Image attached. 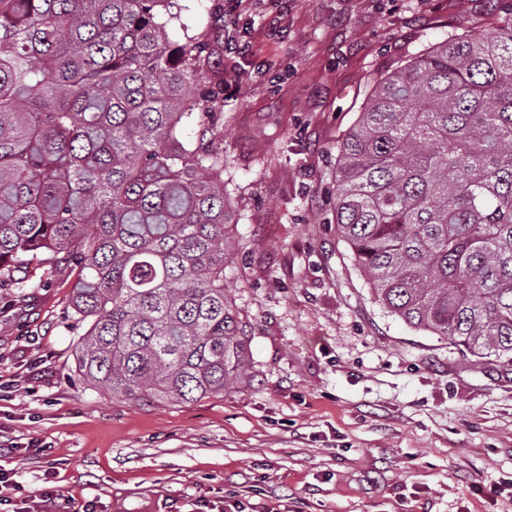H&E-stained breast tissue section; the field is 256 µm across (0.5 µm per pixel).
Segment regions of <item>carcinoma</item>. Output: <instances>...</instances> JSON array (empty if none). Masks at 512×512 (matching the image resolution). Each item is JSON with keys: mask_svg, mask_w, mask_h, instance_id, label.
<instances>
[{"mask_svg": "<svg viewBox=\"0 0 512 512\" xmlns=\"http://www.w3.org/2000/svg\"><path fill=\"white\" fill-rule=\"evenodd\" d=\"M176 0H0V270L80 269V376L187 403L245 382L218 37ZM336 228L410 327L512 367V20L373 83L337 147Z\"/></svg>", "mask_w": 512, "mask_h": 512, "instance_id": "obj_1", "label": "carcinoma"}]
</instances>
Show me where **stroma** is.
Segmentation results:
<instances>
[{
    "instance_id": "stroma-1",
    "label": "stroma",
    "mask_w": 512,
    "mask_h": 512,
    "mask_svg": "<svg viewBox=\"0 0 512 512\" xmlns=\"http://www.w3.org/2000/svg\"><path fill=\"white\" fill-rule=\"evenodd\" d=\"M512 0H240L214 114L248 384L112 399L75 371L74 265L0 277V469L76 512H512V367L388 314L336 233V144L373 82Z\"/></svg>"
}]
</instances>
